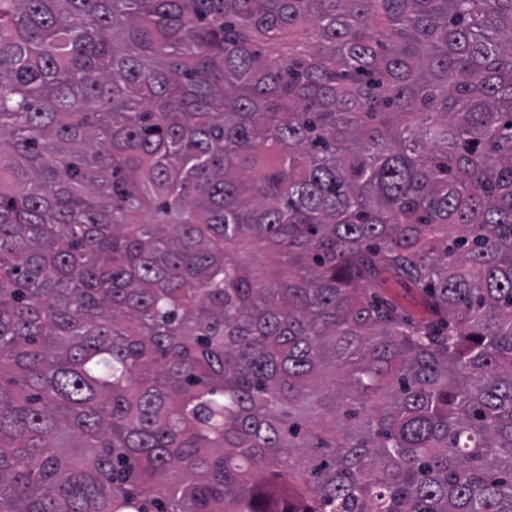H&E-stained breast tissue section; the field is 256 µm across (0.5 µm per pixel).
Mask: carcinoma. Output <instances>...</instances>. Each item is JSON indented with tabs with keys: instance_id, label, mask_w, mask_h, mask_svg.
Listing matches in <instances>:
<instances>
[{
	"instance_id": "obj_1",
	"label": "carcinoma",
	"mask_w": 512,
	"mask_h": 512,
	"mask_svg": "<svg viewBox=\"0 0 512 512\" xmlns=\"http://www.w3.org/2000/svg\"><path fill=\"white\" fill-rule=\"evenodd\" d=\"M0 512H512V0H0ZM383 289L387 295L409 309L417 317L422 318L427 316L428 312L426 308L423 306L416 292L412 288H406L405 286L390 279L383 285Z\"/></svg>"
}]
</instances>
